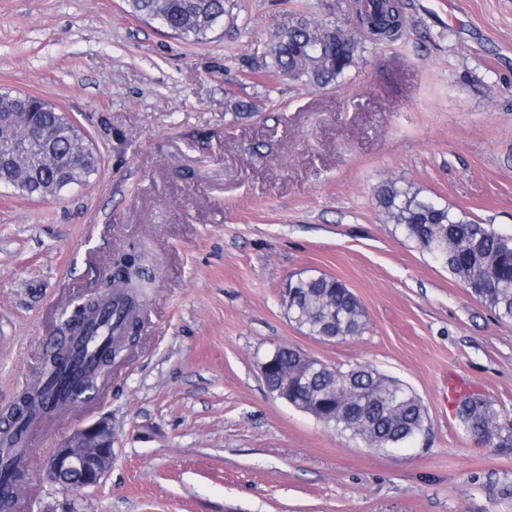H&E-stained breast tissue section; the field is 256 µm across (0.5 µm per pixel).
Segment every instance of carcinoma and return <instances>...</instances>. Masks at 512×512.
Segmentation results:
<instances>
[{
  "label": "carcinoma",
  "mask_w": 512,
  "mask_h": 512,
  "mask_svg": "<svg viewBox=\"0 0 512 512\" xmlns=\"http://www.w3.org/2000/svg\"><path fill=\"white\" fill-rule=\"evenodd\" d=\"M126 13L155 21L171 34L198 43L223 25L226 0H125ZM364 36L373 43L402 36L405 18L401 0H362L358 11ZM360 43L343 27L308 18L292 19L267 43L262 61L251 70H264L288 80L327 87L344 77L355 64ZM12 117L8 135L0 138V153L7 143L28 142V148L8 167L0 168V185L13 187L27 197L46 198L79 184L98 170L99 155L89 149L74 169L58 168L51 153L68 152L86 136L69 116L38 95L0 93V114ZM38 127L44 137L29 138ZM377 203L386 220L422 253L459 280L469 294L502 321H512V234L489 224L460 216L411 188L389 182L378 190ZM112 322L82 323L90 336H121L134 323L135 301L125 292L111 295ZM288 314L317 339L346 340L363 333L365 312L356 295L339 279L322 274L288 281ZM281 374L267 378L272 387L278 378L295 370L294 350L283 347ZM306 383L297 387L294 402L312 411L316 419L370 448H399L428 433L429 414L423 400L407 386L370 365L347 371L316 365L306 370ZM456 417L462 430L481 443L512 448V420L484 397L459 400ZM26 478L17 456L0 459V481L15 487Z\"/></svg>",
  "instance_id": "cac0c4a2"
}]
</instances>
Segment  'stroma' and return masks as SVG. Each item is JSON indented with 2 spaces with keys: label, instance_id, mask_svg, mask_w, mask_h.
<instances>
[{
  "label": "stroma",
  "instance_id": "35a3bbf8",
  "mask_svg": "<svg viewBox=\"0 0 512 512\" xmlns=\"http://www.w3.org/2000/svg\"><path fill=\"white\" fill-rule=\"evenodd\" d=\"M355 3L229 0L191 44L123 0H0V93L63 109L100 156L55 197L0 187V419L114 259L141 251L154 274L92 407L33 427L21 512H512V448L466 436L448 408L457 375L512 415V323L376 201L393 180L512 232V0H462L444 23L431 0H404L402 38L381 44ZM300 15L362 40L338 83L251 74ZM321 273L359 298L361 335L322 341L289 319L288 280ZM283 345L399 380L428 435L378 450L277 399L260 364ZM103 417L116 443L102 483L48 482L53 449Z\"/></svg>",
  "mask_w": 512,
  "mask_h": 512
}]
</instances>
